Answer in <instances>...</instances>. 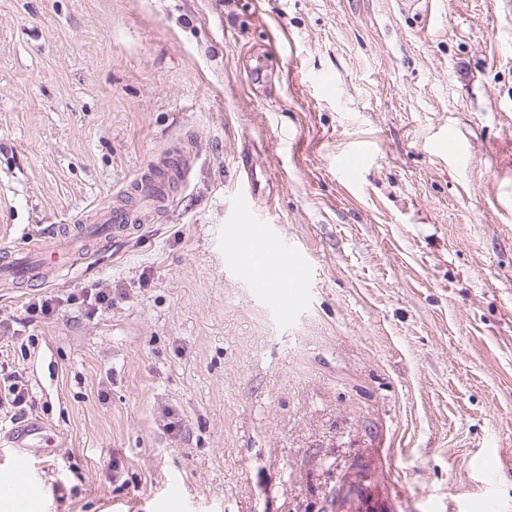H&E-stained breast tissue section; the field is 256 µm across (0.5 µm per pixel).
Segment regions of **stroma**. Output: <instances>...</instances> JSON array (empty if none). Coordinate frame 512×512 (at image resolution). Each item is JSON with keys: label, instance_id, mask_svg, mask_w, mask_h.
<instances>
[{"label": "stroma", "instance_id": "stroma-1", "mask_svg": "<svg viewBox=\"0 0 512 512\" xmlns=\"http://www.w3.org/2000/svg\"><path fill=\"white\" fill-rule=\"evenodd\" d=\"M164 154L136 238L0 281L48 512H331L366 456L399 512H512V0H0V246ZM247 185L306 268L284 306L227 249ZM84 288L111 309L27 312Z\"/></svg>", "mask_w": 512, "mask_h": 512}]
</instances>
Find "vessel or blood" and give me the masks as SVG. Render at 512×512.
Masks as SVG:
<instances>
[{
    "mask_svg": "<svg viewBox=\"0 0 512 512\" xmlns=\"http://www.w3.org/2000/svg\"><path fill=\"white\" fill-rule=\"evenodd\" d=\"M174 189L165 176L163 165L142 168L127 188L132 207H114L95 212L93 223L62 224L45 233L26 248L7 246L0 249V277L17 286L46 283L51 274L73 267V257L93 239L124 241L138 234L144 224L163 212ZM258 203L253 191L245 189L237 198V218L228 232L231 254L236 264L247 270L257 287L266 289L273 302H281L280 290L267 285L268 268L279 261L288 272L289 287L302 281L303 264L297 252L269 239L259 240ZM45 425L38 420L15 427L6 439L15 449L9 468L0 470V491L22 493L33 512H39L44 492L31 477L33 455L42 451ZM391 503L380 499L372 473L359 468L344 480L336 492L332 512H390Z\"/></svg>",
    "mask_w": 512,
    "mask_h": 512,
    "instance_id": "vessel-or-blood-1",
    "label": "vessel or blood"
}]
</instances>
